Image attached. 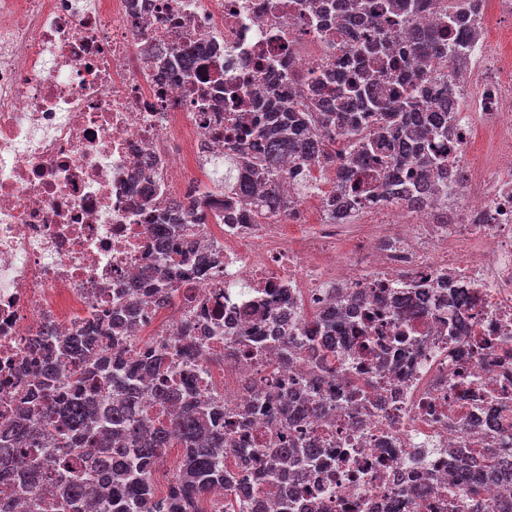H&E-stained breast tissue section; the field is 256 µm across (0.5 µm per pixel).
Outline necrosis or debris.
I'll list each match as a JSON object with an SVG mask.
<instances>
[{
    "label": "necrosis or debris",
    "mask_w": 512,
    "mask_h": 512,
    "mask_svg": "<svg viewBox=\"0 0 512 512\" xmlns=\"http://www.w3.org/2000/svg\"><path fill=\"white\" fill-rule=\"evenodd\" d=\"M373 2L361 16L335 0H0V426L41 381L23 364L31 339L134 300L124 363L147 352L178 379L177 401L143 395L137 418L221 398L224 464L251 482L255 449H321L288 466L293 512L512 506V476L485 479L476 503L460 479L512 443V0H476L452 31L460 56L427 63L409 35L435 27L436 10L394 25L388 0ZM375 34L400 63L396 90L447 86L458 122L440 150L464 180L431 170L435 194L412 212L381 169L371 198L334 220L335 158L288 156L261 222L226 210L212 165L262 149L241 143L239 116L268 111L273 84L303 104L327 93ZM175 198L194 212L185 229L221 249L220 269L166 274L154 226ZM343 292L363 307L321 364L315 316ZM281 294L290 354L261 309ZM403 294L424 308L409 322L389 303Z\"/></svg>",
    "instance_id": "obj_1"
}]
</instances>
